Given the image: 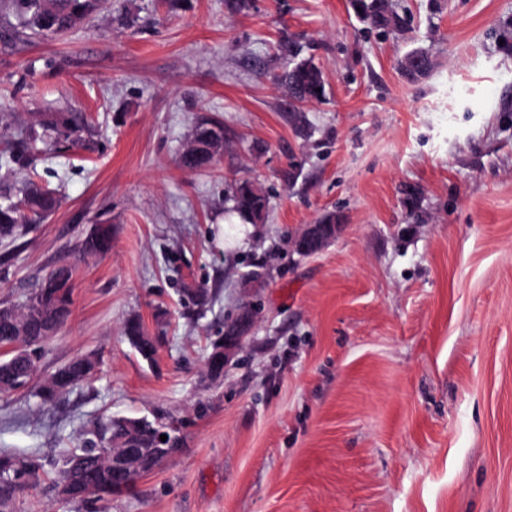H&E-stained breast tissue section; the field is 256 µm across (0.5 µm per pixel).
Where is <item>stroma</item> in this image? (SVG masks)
<instances>
[{
  "mask_svg": "<svg viewBox=\"0 0 512 512\" xmlns=\"http://www.w3.org/2000/svg\"><path fill=\"white\" fill-rule=\"evenodd\" d=\"M393 8L406 33L366 32L350 0H102L23 39L0 18V181L58 199L0 240V306L75 264L69 319L30 387L0 395V455L44 465L6 512H512V0ZM292 40L322 100L276 83ZM414 49L436 62L416 82L399 68ZM65 112L87 118L78 146L11 160L20 129ZM207 120L224 150L185 168ZM242 178L267 191L265 223H236ZM329 213L330 244L295 252ZM94 224L112 227L106 255L77 250ZM133 316L163 334L155 364L124 336ZM78 356L97 373L41 404ZM116 417L176 426L177 454L129 492L62 498L63 458Z\"/></svg>",
  "mask_w": 512,
  "mask_h": 512,
  "instance_id": "obj_1",
  "label": "stroma"
}]
</instances>
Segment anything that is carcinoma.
I'll return each instance as SVG.
<instances>
[{"instance_id":"carcinoma-1","label":"carcinoma","mask_w":512,"mask_h":512,"mask_svg":"<svg viewBox=\"0 0 512 512\" xmlns=\"http://www.w3.org/2000/svg\"><path fill=\"white\" fill-rule=\"evenodd\" d=\"M100 0H0V8L12 14L18 21V33L41 34L46 29L56 34L75 28L90 12L99 6ZM352 9L368 30L389 31L403 28V20L392 10L391 0H350ZM405 77L417 81L429 75L435 62L423 51H411L399 63ZM291 97L299 102L318 101L324 97L325 83L321 69L310 61L288 63L282 76ZM65 129V135L76 144L80 140L82 118L71 115L61 118L60 123L44 127V131ZM215 154L201 146L186 150L181 164L190 169H202L211 165ZM233 209L247 224H262L268 215L269 199L252 180L242 178L232 188ZM52 193L37 188L30 182L0 184V237L13 236L17 226L32 227L41 223L56 207ZM112 248V225L94 224L80 243L81 252L102 256ZM75 267L69 262L56 264L41 288L29 295L17 308L22 325L23 341L33 359L10 361L5 354L0 364L10 373L0 378V393L17 391L27 387L35 376L34 361L42 358L44 343L50 333L57 331L71 313V281ZM127 340L144 338L148 335L142 321L135 317L124 323ZM83 360L75 358L66 365L70 380L62 385L61 391L53 395L39 388L36 396L41 403H54L81 383ZM123 434L121 423L115 419L101 429L88 432L80 453L72 454L66 465L80 484H91L94 490L74 497L83 502L87 496L101 499L119 494L132 488L112 475V466L106 451L112 441ZM42 465L35 459H18L9 455L0 456V507L7 505L15 492L35 481Z\"/></svg>"}]
</instances>
